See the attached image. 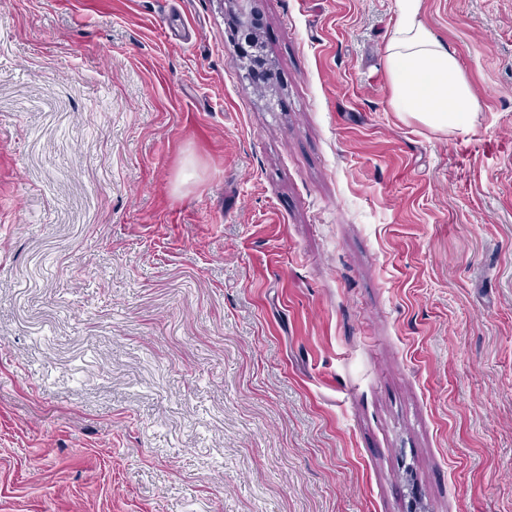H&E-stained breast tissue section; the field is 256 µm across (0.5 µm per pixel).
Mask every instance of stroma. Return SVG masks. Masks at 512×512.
Wrapping results in <instances>:
<instances>
[{
  "label": "stroma",
  "instance_id": "obj_1",
  "mask_svg": "<svg viewBox=\"0 0 512 512\" xmlns=\"http://www.w3.org/2000/svg\"><path fill=\"white\" fill-rule=\"evenodd\" d=\"M0 0V512H512V0ZM239 6V29L243 40H251L256 37L260 29L257 15L252 11V0H236ZM397 8L386 44L392 109L435 131L464 128L478 101L455 51L426 26L424 0H397Z\"/></svg>",
  "mask_w": 512,
  "mask_h": 512
}]
</instances>
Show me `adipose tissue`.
Wrapping results in <instances>:
<instances>
[{
    "label": "adipose tissue",
    "instance_id": "1",
    "mask_svg": "<svg viewBox=\"0 0 512 512\" xmlns=\"http://www.w3.org/2000/svg\"><path fill=\"white\" fill-rule=\"evenodd\" d=\"M397 8L386 44L392 109L436 131L464 128L478 101L454 50L426 26L424 0H397Z\"/></svg>",
    "mask_w": 512,
    "mask_h": 512
}]
</instances>
